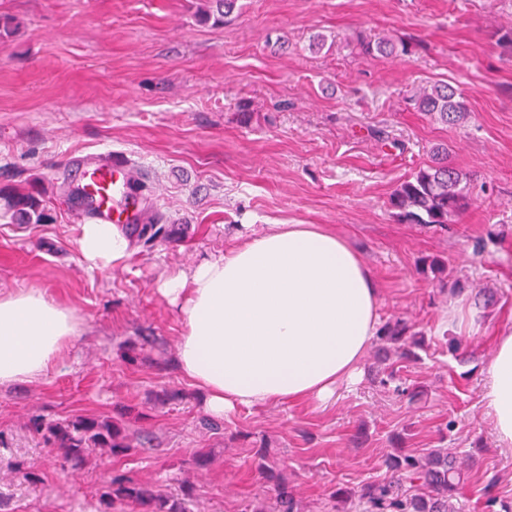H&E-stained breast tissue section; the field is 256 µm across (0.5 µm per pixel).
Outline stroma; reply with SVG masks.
<instances>
[{
    "label": "stroma",
    "instance_id": "stroma-1",
    "mask_svg": "<svg viewBox=\"0 0 512 512\" xmlns=\"http://www.w3.org/2000/svg\"><path fill=\"white\" fill-rule=\"evenodd\" d=\"M211 8L0 0L14 27L0 44V290L44 291L80 322L44 378L0 386V512H103L115 474L190 512H242L282 480L300 512H354L331 493L391 479L393 448L444 445L468 471L463 512H495L490 500L512 501V451L496 447L481 397L492 338L512 333V0H238L218 25L202 19ZM362 37L411 51L366 56ZM434 83L465 95V124L417 110ZM440 147L473 177L464 209L441 227L402 221L393 191ZM112 150L131 159L155 225L99 271L78 252L94 213L71 168ZM16 192L47 221L18 223ZM271 224L348 238L382 290L381 322L414 324L418 360L383 381L375 341L361 381L327 403L209 413L178 369L182 317L158 284ZM452 300L477 312L472 328L446 323ZM76 416L112 420L130 450L70 473L33 421Z\"/></svg>",
    "mask_w": 512,
    "mask_h": 512
}]
</instances>
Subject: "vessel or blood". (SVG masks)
I'll return each mask as SVG.
<instances>
[{
	"label": "vessel or blood",
	"instance_id": "vessel-or-blood-1",
	"mask_svg": "<svg viewBox=\"0 0 512 512\" xmlns=\"http://www.w3.org/2000/svg\"><path fill=\"white\" fill-rule=\"evenodd\" d=\"M130 171L131 163L121 152L100 164L76 165L78 186L92 202L97 219L122 225L138 223L141 204L131 188Z\"/></svg>",
	"mask_w": 512,
	"mask_h": 512
}]
</instances>
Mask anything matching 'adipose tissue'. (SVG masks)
Here are the masks:
<instances>
[{
  "mask_svg": "<svg viewBox=\"0 0 512 512\" xmlns=\"http://www.w3.org/2000/svg\"><path fill=\"white\" fill-rule=\"evenodd\" d=\"M91 269L125 263L120 225H80ZM159 292L183 320L177 360L210 413L331 400L361 380L378 333L381 293L348 241L322 224H272L189 270ZM74 313L40 291H0V386L43 378L77 336ZM482 400L498 447L512 448V333L495 338Z\"/></svg>",
  "mask_w": 512,
  "mask_h": 512,
  "instance_id": "adipose-tissue-1",
  "label": "adipose tissue"
}]
</instances>
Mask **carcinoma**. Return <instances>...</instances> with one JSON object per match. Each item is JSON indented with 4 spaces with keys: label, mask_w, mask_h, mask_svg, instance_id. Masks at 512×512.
Segmentation results:
<instances>
[{
    "label": "carcinoma",
    "mask_w": 512,
    "mask_h": 512,
    "mask_svg": "<svg viewBox=\"0 0 512 512\" xmlns=\"http://www.w3.org/2000/svg\"><path fill=\"white\" fill-rule=\"evenodd\" d=\"M360 51L367 55L391 54L396 49L393 40L383 38L360 41ZM419 111L445 124H461L469 118V109L461 93L447 84H435L415 98ZM471 185L468 174L448 165V150L437 152L433 164L422 167L401 182L394 190L390 203L399 217L414 224H446L462 207ZM18 219L26 224L47 220L39 201L30 195H18L8 202ZM413 326L398 319L385 324L378 338L390 342L398 357L414 356L416 346ZM49 448L62 452L69 470L75 472L87 456L97 448H107L113 454L127 450L119 432L108 419L79 417L65 424H36ZM395 479L389 482H369L358 494L362 512H460V492L464 486L462 466L456 464V452L451 448H434L425 456H416L404 449L387 460ZM422 484V495L404 497L399 494L402 484ZM279 512H294V496L288 486L274 489ZM105 512L115 504L133 505L141 512H186L182 508H165L167 498L149 493L141 484L125 475H115L103 493Z\"/></svg>",
    "instance_id": "1"
}]
</instances>
